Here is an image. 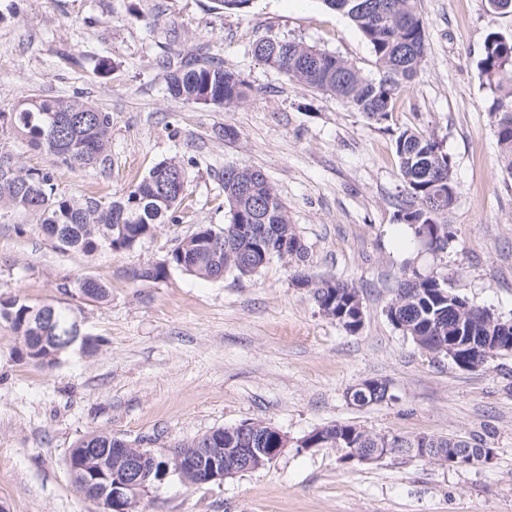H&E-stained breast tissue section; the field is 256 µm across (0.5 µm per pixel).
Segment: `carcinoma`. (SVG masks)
<instances>
[{
  "instance_id": "obj_1",
  "label": "carcinoma",
  "mask_w": 512,
  "mask_h": 512,
  "mask_svg": "<svg viewBox=\"0 0 512 512\" xmlns=\"http://www.w3.org/2000/svg\"><path fill=\"white\" fill-rule=\"evenodd\" d=\"M329 8L351 20L360 30L374 53L382 76L375 80L365 76L347 60L334 53L317 49L295 40L264 38L253 49L254 56L269 67L285 73L292 80L313 90L336 97L345 106L362 112L370 120L382 122L391 115L401 90L418 76L426 60L427 35L423 19L417 13L415 0H323ZM169 91L187 102L231 105L245 96L246 83L241 76L222 67L174 65ZM478 68L486 77L492 93L488 108L494 133L500 147L502 168L512 175V35L491 30L485 37ZM9 115V127L33 150L50 157L53 163L71 169L106 166L112 118L77 97L48 98L24 96L0 116ZM404 186L397 203L398 220L407 225L414 238L434 253L448 247V231L440 216L459 198L452 172L451 157L440 141L410 129L395 138ZM180 163L162 161L148 174L130 186L119 197L105 202L93 195L67 197L57 193L54 168L16 166L9 173L0 170V209L36 212L43 231L58 235L55 247L91 255L111 242L119 250L136 246L135 236H153L158 225L175 221L174 212L183 199L180 185L174 183L166 191L159 188L161 175ZM252 180L253 191L243 192L242 184ZM224 201L230 222L217 234L224 253L215 262L208 256L206 245L176 247L163 262L140 271L138 278L163 280L168 270H179L203 279H215L224 271L237 277L257 275L273 258L299 265L307 258V248L293 225L288 208L275 187L260 170L224 168ZM111 241H106V238ZM297 285L312 288L320 311L345 330L358 331L359 291L353 285L334 278L312 282L298 276ZM63 294L83 292L104 302L110 297L109 287L94 278L84 277L58 285ZM467 300L448 290L445 279L412 271L400 284L389 304L387 317L403 335L419 348H430L448 354L444 345L448 337L463 332L473 337L478 350L471 360L484 361L492 354H512V326L508 320L488 309H479L472 320L466 317ZM32 306L17 298L0 301V319L9 322L17 333L18 358L36 365L52 367L58 360L37 359L43 351L60 347L59 340L71 322L68 308L56 310L55 321H34ZM391 398L386 381L365 379L349 400L357 406L381 403ZM107 434H93L80 439L68 457L69 470L76 481L82 473L76 470L81 454L87 448L107 447ZM324 439V446L348 451L352 448H375L378 458L399 452L401 448H467L464 439L433 436H381L353 424L335 423L317 429L304 444L311 448Z\"/></svg>"
}]
</instances>
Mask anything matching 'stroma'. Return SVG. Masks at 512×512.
<instances>
[{"mask_svg": "<svg viewBox=\"0 0 512 512\" xmlns=\"http://www.w3.org/2000/svg\"><path fill=\"white\" fill-rule=\"evenodd\" d=\"M428 61L388 119L368 121L330 95L260 62L265 37L303 41L379 71L359 29L322 0H0V111L26 94L77 97L112 116L106 166L72 170L0 128V152L26 168L54 167L61 194L109 200L158 162L186 172L176 222L134 248L87 256L56 249L33 213L0 217V299L66 306L93 356L70 350L54 368L15 355L0 320V507L5 512H103L66 464L84 435L108 432L148 449L260 421L288 438L270 463L221 483L154 484L143 512H512V355L479 369L420 350L388 319L405 266L444 278L470 304L512 318V176L500 167L477 62L489 30L512 34V13L486 0H416ZM200 60L241 75L230 107L170 94L165 60ZM107 68H100V61ZM434 136L453 161L460 197L443 216L450 243L433 253L396 217L403 190L394 138ZM261 170L288 207L308 255L300 269L274 259L255 277L201 279L178 270L135 279L198 226L222 231L225 167ZM335 277L359 290L364 321L346 331L319 310L295 273ZM106 282L108 303L64 296V279ZM390 400L346 397L365 379ZM378 435L478 438L490 463L451 468L417 457L343 460L303 447L333 423Z\"/></svg>", "mask_w": 512, "mask_h": 512, "instance_id": "stroma-1", "label": "stroma"}]
</instances>
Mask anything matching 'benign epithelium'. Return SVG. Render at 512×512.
I'll return each instance as SVG.
<instances>
[{
	"label": "benign epithelium",
	"mask_w": 512,
	"mask_h": 512,
	"mask_svg": "<svg viewBox=\"0 0 512 512\" xmlns=\"http://www.w3.org/2000/svg\"><path fill=\"white\" fill-rule=\"evenodd\" d=\"M279 438V448H226L224 430L217 429L198 437L194 447L175 453L168 448L159 452L146 450L114 436L112 447L90 448L83 456L79 470L84 472V479L79 487L84 493L97 496L106 510L130 512L150 485L171 474L190 485L221 483L228 476L254 469L265 457L273 460L287 444L286 435L281 433ZM159 456L165 459L164 472L153 481L151 475ZM455 458L470 465L492 460L478 448H458Z\"/></svg>",
	"instance_id": "7a95c632"
}]
</instances>
